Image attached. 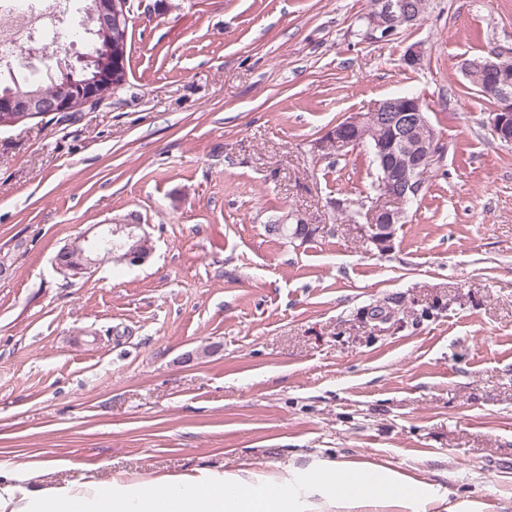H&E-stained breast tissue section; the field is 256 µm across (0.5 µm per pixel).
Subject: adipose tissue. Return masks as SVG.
Returning a JSON list of instances; mask_svg holds the SVG:
<instances>
[{"label": "adipose tissue", "instance_id": "obj_1", "mask_svg": "<svg viewBox=\"0 0 512 512\" xmlns=\"http://www.w3.org/2000/svg\"><path fill=\"white\" fill-rule=\"evenodd\" d=\"M66 465L63 459L25 461L0 471V512H306L314 496L350 507L390 505L400 512H428L431 503L420 484L393 469L345 462L309 471L301 487L291 477L264 481L248 470L37 484V468Z\"/></svg>", "mask_w": 512, "mask_h": 512}]
</instances>
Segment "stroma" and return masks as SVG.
I'll return each instance as SVG.
<instances>
[{
	"label": "stroma",
	"instance_id": "1",
	"mask_svg": "<svg viewBox=\"0 0 512 512\" xmlns=\"http://www.w3.org/2000/svg\"><path fill=\"white\" fill-rule=\"evenodd\" d=\"M129 3L121 88L0 126V469L374 463L433 486L429 512H512V145L461 71L512 56V0H430L384 39L369 0ZM406 93L440 155L382 251L374 157L326 134ZM290 214L315 235L267 232ZM137 223L145 264L57 272L75 236Z\"/></svg>",
	"mask_w": 512,
	"mask_h": 512
}]
</instances>
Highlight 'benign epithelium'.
<instances>
[{
	"label": "benign epithelium",
	"instance_id": "1",
	"mask_svg": "<svg viewBox=\"0 0 512 512\" xmlns=\"http://www.w3.org/2000/svg\"><path fill=\"white\" fill-rule=\"evenodd\" d=\"M369 36L387 38L404 25L421 21L418 0H378L373 12L366 14ZM128 0H101L98 22L102 31L110 33L129 23ZM425 51L420 44L406 48L402 63L408 68L423 64ZM480 69L490 77L482 87L484 94L496 104L489 113L488 124L494 135L505 143L512 142V59L493 54L483 59ZM123 65L101 70L94 79L65 85V91L39 97L17 96L0 101V126L18 123L37 115H66L101 97V89L124 83ZM329 139L339 145H366L373 149L380 163L383 196L398 202V206L374 207L369 211L367 235L383 234L379 247H388L391 228L405 218L403 205L419 194L427 170L423 161L438 153L436 131L429 122L418 98L391 97L375 104L366 113L356 112L345 117L330 131ZM153 250L150 236L141 224H104L94 234L84 232L73 238L57 254V269L79 277L101 262V252L119 264L138 266ZM77 255L76 264L63 260Z\"/></svg>",
	"mask_w": 512,
	"mask_h": 512
}]
</instances>
